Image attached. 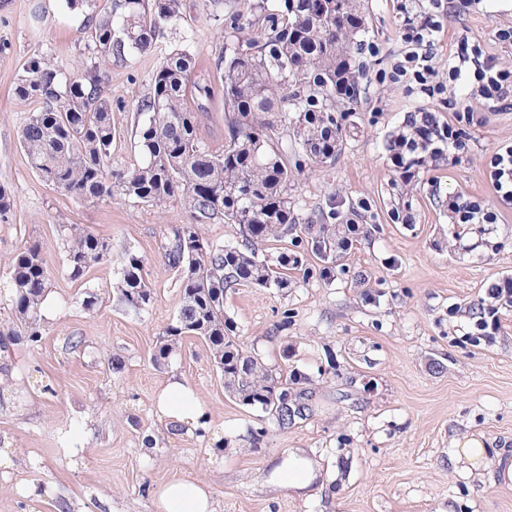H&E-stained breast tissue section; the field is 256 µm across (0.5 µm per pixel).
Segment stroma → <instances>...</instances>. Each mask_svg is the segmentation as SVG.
<instances>
[{
  "label": "stroma",
  "instance_id": "obj_1",
  "mask_svg": "<svg viewBox=\"0 0 512 512\" xmlns=\"http://www.w3.org/2000/svg\"><path fill=\"white\" fill-rule=\"evenodd\" d=\"M106 0H0V186L13 206L0 218V322L12 317L9 258L26 241L45 250L51 304L41 339L0 351L9 369L0 384V512H156L153 494L176 477L203 481L215 512H512V482L500 458H512V301L499 305L495 335H477L474 305L490 304L494 284L512 279V202L496 195L487 160L512 148V110L493 113L469 134V150L433 164L409 184L390 162L389 145L414 111L447 120L443 96L426 97L379 82L403 50L402 20L392 0H357L365 72L356 102L341 107L346 134L334 163L289 156L288 194L300 217L335 212L337 223L372 225L336 256L332 278L308 259V276L288 287L229 289L224 315L247 350L273 372H298L313 389L312 413L282 430L224 388L202 340L183 337L163 364L153 355L181 306L176 276L159 255L169 227L189 220L185 198L161 206L122 196L84 202L46 185L32 171L19 131L38 103L16 98L28 65L93 63L88 39ZM185 21L167 27L155 47L112 65L104 91L112 100V167L140 163L137 105L168 53L187 49L212 70L231 14L243 0H185ZM512 25V0H481L452 14L435 46L440 76L451 43L481 42L512 67V44L494 41ZM455 195L487 201L495 224L458 229L448 214ZM411 222H404V215ZM112 241V258L71 281L62 225ZM134 252L154 291L145 311L121 304L113 288L120 259ZM96 294L86 307L88 294ZM184 380L206 411L201 431L167 427L156 395ZM262 431L251 446V431ZM480 440L482 466L461 456ZM292 449L335 468L334 483L302 496L280 470ZM32 484L41 493L16 491Z\"/></svg>",
  "mask_w": 512,
  "mask_h": 512
}]
</instances>
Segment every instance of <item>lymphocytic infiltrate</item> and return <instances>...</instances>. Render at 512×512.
Wrapping results in <instances>:
<instances>
[{
    "label": "lymphocytic infiltrate",
    "mask_w": 512,
    "mask_h": 512,
    "mask_svg": "<svg viewBox=\"0 0 512 512\" xmlns=\"http://www.w3.org/2000/svg\"><path fill=\"white\" fill-rule=\"evenodd\" d=\"M396 10L403 17L400 39L407 53L393 66L390 81L414 82L430 97L447 88L466 92L463 100L449 99L453 117L448 122L436 121L431 112H420L394 141L390 160L409 181L430 162L464 153L468 129L482 127L489 113L512 107V67L497 63L479 42L464 39L455 44L447 82H440L433 59L435 44L445 31L440 18L443 0H396Z\"/></svg>",
    "instance_id": "f902f5d3"
}]
</instances>
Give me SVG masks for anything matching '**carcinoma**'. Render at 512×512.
Segmentation results:
<instances>
[{"label":"carcinoma","mask_w":512,"mask_h":512,"mask_svg":"<svg viewBox=\"0 0 512 512\" xmlns=\"http://www.w3.org/2000/svg\"><path fill=\"white\" fill-rule=\"evenodd\" d=\"M353 0H280L275 14L250 4L230 17L232 34L215 64L231 114L224 144L199 137V117L214 97L209 78L195 76L196 58L176 49L152 75L150 96L137 110L149 113L137 142L142 161L112 172L115 132L112 99L104 94L107 66L130 51L154 48L164 30L182 19V0H111L91 34L95 61L67 71L36 61L18 78L15 95L42 104L20 130L31 169L47 185L69 196L103 201L119 194L160 205L182 196L191 222L175 224L160 243L164 264L176 275L182 301L177 318L160 337L155 361L168 359L186 335L205 341L222 364L224 388L247 406L271 416L281 429L312 411L308 378L276 375L239 342L224 317V292L236 285L288 287V272L307 271V254L333 274L337 250L367 225L299 224L288 197L287 155L275 145L291 133L296 150L313 161L333 163L346 128L336 121V98L344 81L354 84L352 57L364 28ZM224 217L239 240L222 248L204 241L198 223ZM303 232L306 253L281 252L276 264L259 258V247ZM64 261L70 279L83 278L96 263L112 258V242L68 228ZM14 288L13 319L0 328V348L40 336L41 306L51 286L40 243L26 244L8 261ZM119 301L138 311L154 303L141 257L127 252L116 285Z\"/></svg>","instance_id":"1"}]
</instances>
